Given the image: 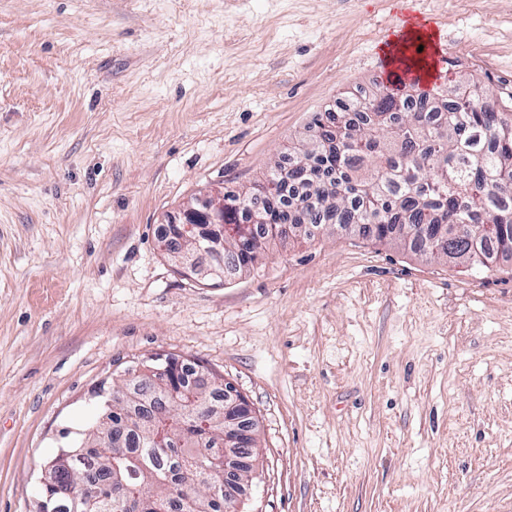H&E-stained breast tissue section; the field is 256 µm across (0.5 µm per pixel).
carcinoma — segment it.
I'll return each instance as SVG.
<instances>
[{
  "label": "carcinoma",
  "instance_id": "cac0c4a2",
  "mask_svg": "<svg viewBox=\"0 0 512 512\" xmlns=\"http://www.w3.org/2000/svg\"><path fill=\"white\" fill-rule=\"evenodd\" d=\"M372 102L348 100L313 119L315 135L301 140L296 157L276 164L264 182L244 194H227L224 224L241 228L227 241L223 224L192 222L179 241L167 226L162 245L182 257L180 272L200 283L223 282L250 269L267 239L300 236L302 225L335 232L351 224L365 238L421 255L445 237L458 239L468 266L489 268L492 255H512V113L501 109L475 81L423 90L417 83ZM223 244L224 268L199 261L204 248ZM141 371L112 385V415L89 429L66 453H80L82 471L95 479L118 470L123 490L103 495L101 512H225L211 500V457L224 447V378L206 393L187 373L202 366L173 357L140 363ZM181 389L172 404L168 391ZM207 415L210 426L197 420ZM112 447L99 452L103 437ZM81 474L55 475L53 499L68 500Z\"/></svg>",
  "mask_w": 512,
  "mask_h": 512
}]
</instances>
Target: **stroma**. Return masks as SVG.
<instances>
[{"instance_id": "1", "label": "stroma", "mask_w": 512, "mask_h": 512, "mask_svg": "<svg viewBox=\"0 0 512 512\" xmlns=\"http://www.w3.org/2000/svg\"><path fill=\"white\" fill-rule=\"evenodd\" d=\"M409 19L432 82L512 93V0H0V512L156 355L250 402L244 512H512V256L324 232L206 286L158 243L383 90Z\"/></svg>"}]
</instances>
